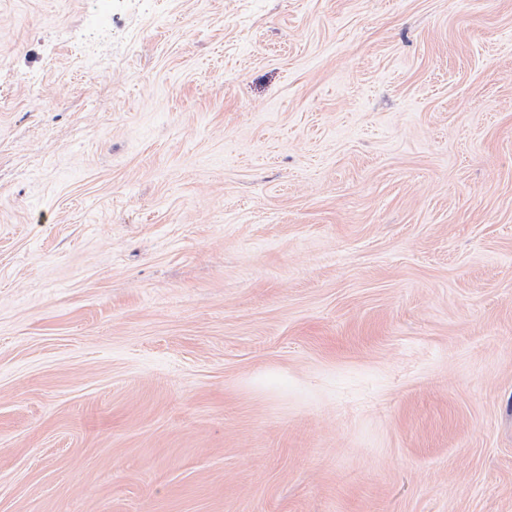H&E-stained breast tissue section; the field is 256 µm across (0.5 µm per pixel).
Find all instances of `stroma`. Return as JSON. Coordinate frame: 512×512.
<instances>
[{"label":"stroma","instance_id":"1","mask_svg":"<svg viewBox=\"0 0 512 512\" xmlns=\"http://www.w3.org/2000/svg\"><path fill=\"white\" fill-rule=\"evenodd\" d=\"M0 512H512V0H0Z\"/></svg>","mask_w":512,"mask_h":512}]
</instances>
